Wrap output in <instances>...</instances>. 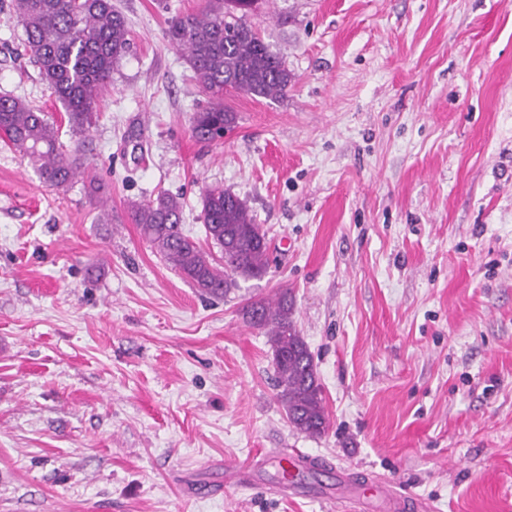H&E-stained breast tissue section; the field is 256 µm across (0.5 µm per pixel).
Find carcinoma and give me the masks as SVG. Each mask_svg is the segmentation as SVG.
Listing matches in <instances>:
<instances>
[{"mask_svg":"<svg viewBox=\"0 0 512 512\" xmlns=\"http://www.w3.org/2000/svg\"><path fill=\"white\" fill-rule=\"evenodd\" d=\"M256 0H206L197 12L173 18L166 30L202 91L204 107L193 113L190 131L213 142L236 125L237 114L224 104L231 88L254 99L287 95L294 75L271 53L247 23ZM26 35L25 48L42 80L67 112L73 130L88 129L96 118L100 91L129 46L125 16L112 0H14ZM0 135L29 158L44 183L65 188L81 167L80 158L63 148L47 115L24 100L0 96ZM206 236L224 252V265L210 261L200 244L181 229L182 206L170 196L135 203L133 223L142 235L207 294L222 296L235 278L259 277L267 269L269 241L245 202L222 187L201 198ZM247 322L265 332L272 349L277 397L297 430L319 436L328 418L312 354L294 321V300L287 290L270 300L244 307Z\"/></svg>","mask_w":512,"mask_h":512,"instance_id":"obj_1","label":"carcinoma"}]
</instances>
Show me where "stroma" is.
Masks as SVG:
<instances>
[{"instance_id":"1","label":"stroma","mask_w":512,"mask_h":512,"mask_svg":"<svg viewBox=\"0 0 512 512\" xmlns=\"http://www.w3.org/2000/svg\"><path fill=\"white\" fill-rule=\"evenodd\" d=\"M130 48L73 132L0 0V95L48 112L82 173L45 184L0 142V512H346L387 482L429 512H512V0H257L295 80L205 106L171 18L206 0H113ZM102 190L88 193L90 180ZM245 201L259 278L202 294L129 217L159 194L212 258L201 197ZM289 289L329 426L293 428L244 307ZM310 459L314 497L280 486ZM243 464L246 490L224 485ZM299 455L300 454L295 451H293V453L283 451L275 456L274 459L282 474V480L288 484V488L291 489L292 492L304 493L302 490V478L296 462Z\"/></svg>"}]
</instances>
